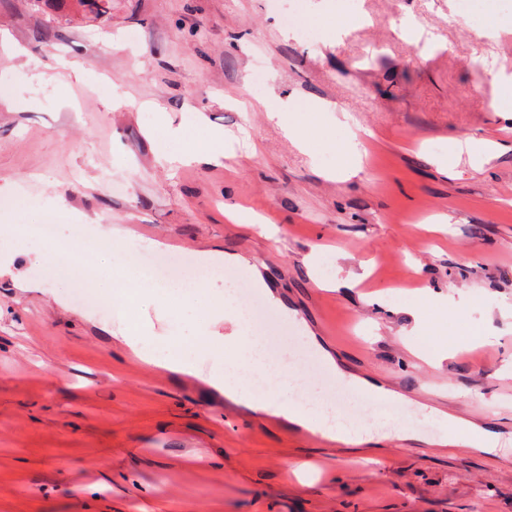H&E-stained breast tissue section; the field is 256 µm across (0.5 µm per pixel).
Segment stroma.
Segmentation results:
<instances>
[{
    "label": "stroma",
    "mask_w": 512,
    "mask_h": 512,
    "mask_svg": "<svg viewBox=\"0 0 512 512\" xmlns=\"http://www.w3.org/2000/svg\"><path fill=\"white\" fill-rule=\"evenodd\" d=\"M0 0V208L41 245L109 224L181 285L214 273L255 296L283 353L313 388L341 389L369 432L353 445L252 412L208 387L210 342L193 375L141 360L114 332L153 323L186 336L198 316L61 288L62 305L0 278V512H512V112L491 109L512 74V0ZM509 20L479 35L489 14ZM346 24L335 40L306 27ZM82 78H60L61 61ZM267 71L252 87L255 62ZM287 101L282 123L265 106ZM348 116L312 112V101ZM310 128L298 145L284 126ZM216 163L169 172L167 133ZM363 133L358 156L340 152ZM487 145L448 158L452 141ZM263 217L267 238L236 223ZM250 261L225 265L223 253ZM259 271L286 302L271 306ZM337 288H316L315 277ZM457 287L466 301L443 310ZM457 355L436 364L411 348ZM399 393L376 404L324 363ZM499 434L494 451L450 450L445 413ZM404 425L415 438L400 441ZM223 156L224 136L216 132H210L208 134V146L205 149L190 153L182 151H171L168 155V158L171 162L188 160L197 163L208 164L212 161L218 160Z\"/></svg>",
    "instance_id": "35a3bbf8"
}]
</instances>
